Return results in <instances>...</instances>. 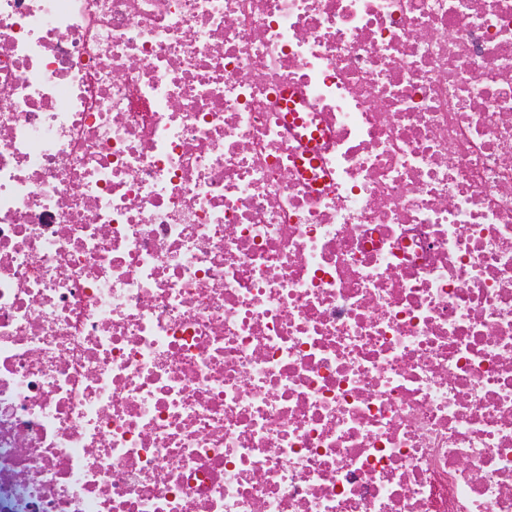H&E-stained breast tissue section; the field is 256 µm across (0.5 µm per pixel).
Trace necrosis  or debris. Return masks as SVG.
<instances>
[{
    "label": "necrosis or debris",
    "instance_id": "obj_1",
    "mask_svg": "<svg viewBox=\"0 0 512 512\" xmlns=\"http://www.w3.org/2000/svg\"><path fill=\"white\" fill-rule=\"evenodd\" d=\"M0 512H512V0H0Z\"/></svg>",
    "mask_w": 512,
    "mask_h": 512
}]
</instances>
